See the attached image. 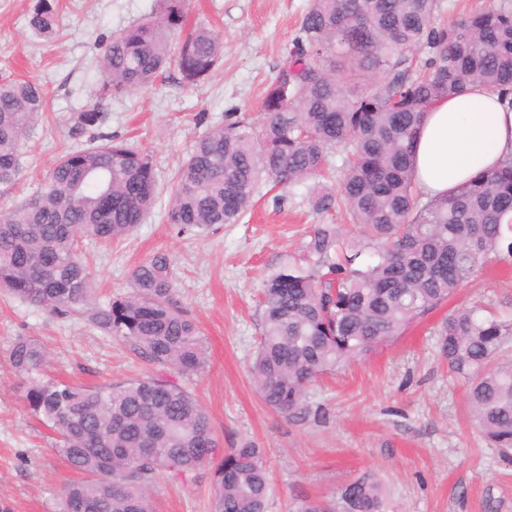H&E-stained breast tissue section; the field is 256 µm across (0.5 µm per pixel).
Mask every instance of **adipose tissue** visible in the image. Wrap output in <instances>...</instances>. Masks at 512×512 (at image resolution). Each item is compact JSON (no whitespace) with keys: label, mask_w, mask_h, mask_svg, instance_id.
Wrapping results in <instances>:
<instances>
[{"label":"adipose tissue","mask_w":512,"mask_h":512,"mask_svg":"<svg viewBox=\"0 0 512 512\" xmlns=\"http://www.w3.org/2000/svg\"><path fill=\"white\" fill-rule=\"evenodd\" d=\"M512 157V100L474 84L433 101L413 148V179L423 198L450 194Z\"/></svg>","instance_id":"obj_1"}]
</instances>
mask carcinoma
I'll use <instances>...</instances> for the list:
<instances>
[{
  "mask_svg": "<svg viewBox=\"0 0 512 512\" xmlns=\"http://www.w3.org/2000/svg\"><path fill=\"white\" fill-rule=\"evenodd\" d=\"M160 9L103 45L96 101L75 116L80 134L102 121L100 102L153 82L173 63L194 85L221 62L222 43L185 25L188 0ZM442 0H314L299 36L267 87L261 116L234 112L194 145L173 177L168 220L198 235L236 224L264 181L308 184L317 215L336 209L361 228L311 225L302 255L270 272L260 288L261 336L251 374L265 406L289 421L311 413L319 377L364 359L402 336L470 283L489 258L512 263V158L435 199L413 183L411 145L432 101L479 83L512 90V0L440 25ZM29 27L58 35L55 0H37ZM427 54L418 65L417 53ZM46 108L43 88L0 81V185L19 174V146ZM345 155L334 189L319 181ZM158 200L152 155L115 136L68 150L47 183L0 213V289L90 324L127 343L151 371L100 386L51 379L41 343L20 336L8 362L28 409L57 433L55 451L82 478L67 486L62 512H155L149 494L165 477L181 483L211 469L212 512H273L266 456L252 441L221 446L189 387L208 364L205 337L173 298L166 254L131 273V290L91 303L92 273L80 244L119 240ZM450 371L464 378L471 416L512 460V317L476 306L452 310L437 330ZM342 512H393L382 480L364 471L339 492ZM305 496L289 512H335Z\"/></svg>",
  "mask_w": 512,
  "mask_h": 512,
  "instance_id": "1",
  "label": "carcinoma"
}]
</instances>
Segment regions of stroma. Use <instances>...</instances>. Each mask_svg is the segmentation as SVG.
Masks as SVG:
<instances>
[{"mask_svg":"<svg viewBox=\"0 0 512 512\" xmlns=\"http://www.w3.org/2000/svg\"><path fill=\"white\" fill-rule=\"evenodd\" d=\"M36 0H0V78L44 85L48 108L21 145V173L0 186V209L20 203L47 179L66 149L85 147L74 117L94 99L103 44L113 33L154 15L157 0H58L61 33L36 36ZM313 0H190L187 28L215 31L223 60L204 80L180 83L169 68L155 83L105 103L99 134L153 154L160 174L156 207L128 236L87 241L93 299L130 289L132 270L165 253L174 297L208 342V365L192 381L224 447L263 448L276 492L274 512L295 496L337 500L365 470L384 479L396 512H512V464L489 447L469 416L466 386L439 355L435 330L450 311L480 304L512 313V267L495 260L448 302L365 361L337 371L308 394L322 418L290 421L254 390L250 363L261 332L258 290L266 274L298 257L317 217L307 188L263 183L240 223L189 237L167 221L171 179L196 141L228 112L259 116L266 86L299 34ZM20 336L47 352L51 374L99 385L135 378L148 364L128 345L72 315L61 319L0 291V512H60L74 478L57 456L54 437L28 410L7 355ZM158 512H210L208 468L195 481L158 479L150 490Z\"/></svg>","mask_w":512,"mask_h":512,"instance_id":"obj_1","label":"stroma"}]
</instances>
